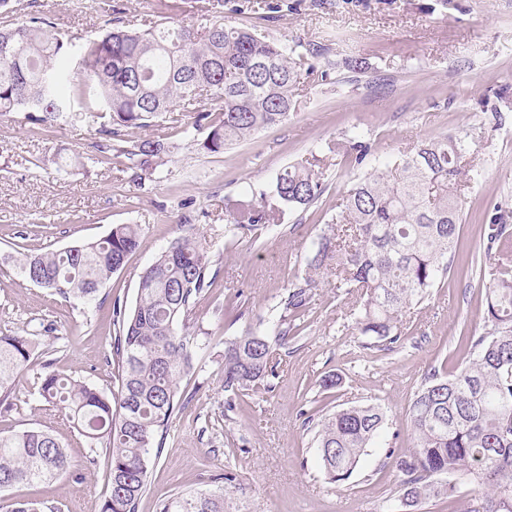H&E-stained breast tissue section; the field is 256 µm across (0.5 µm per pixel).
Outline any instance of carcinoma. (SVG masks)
Instances as JSON below:
<instances>
[{"instance_id": "cac0c4a2", "label": "carcinoma", "mask_w": 512, "mask_h": 512, "mask_svg": "<svg viewBox=\"0 0 512 512\" xmlns=\"http://www.w3.org/2000/svg\"><path fill=\"white\" fill-rule=\"evenodd\" d=\"M306 58L284 42L224 23L193 28L162 22L144 30L116 26L88 39L71 53V43L44 18L0 31V117L24 112L34 124L89 121L99 141L94 148L122 167L130 182L147 191L146 179L164 162L167 137L131 140L130 129L148 126L169 112H186L182 133L202 134L201 147L219 153L264 128L283 124L295 111V89L314 73ZM336 159L361 164L369 145L359 132L328 146ZM468 143L448 135L426 139L357 178L343 209L313 242L309 270L336 277L359 304L357 325L368 348L398 339L400 314L421 302L451 273L460 231L461 188L480 173L466 161ZM318 159L284 168L277 196L288 207H309L324 193ZM509 212L497 210L486 231L487 249L508 232ZM265 215L253 195L236 203L233 230L258 236ZM162 250L140 276L135 306L114 301L112 354L121 363L117 390L107 394L81 379L61 378L47 368L53 359L27 337L0 336V393L7 396L33 360L46 369L37 401L56 409L90 441H103L111 456L108 494L101 512H138L150 470L170 436L187 397L180 379L194 368L206 341L179 330L208 296L218 275L209 251L190 228ZM140 228L121 224L103 239L60 250L14 256L20 275L52 295L95 301L112 274L140 245ZM485 288L487 331L465 337L468 360L459 372L428 373L410 406L412 448L394 453L402 479L389 509L419 512L447 499L461 485L479 489L466 512H512V253L500 254ZM315 281L291 283L271 309L274 335L248 331L224 341V420L242 395L271 389L279 350L296 321L305 316ZM315 442L326 479L350 478L367 448L385 428L375 405H353L321 418ZM65 446L48 429L0 432V490L55 479L68 472ZM236 474L224 487L177 494L159 512H243L234 501Z\"/></svg>"}]
</instances>
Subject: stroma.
I'll list each match as a JSON object with an SVG mask.
<instances>
[{
    "instance_id": "obj_1",
    "label": "stroma",
    "mask_w": 512,
    "mask_h": 512,
    "mask_svg": "<svg viewBox=\"0 0 512 512\" xmlns=\"http://www.w3.org/2000/svg\"><path fill=\"white\" fill-rule=\"evenodd\" d=\"M209 2L10 0L0 27L38 13L77 45L117 19L133 28L167 20L199 27L210 17ZM223 16L226 24L305 50L330 47L334 66L327 78L300 85L287 123L221 153L204 152L180 134L187 121L182 112L130 130L134 140L167 136L176 144L148 191L138 190L118 165L92 161L96 137L86 124H34L21 112L0 119V333L32 336L53 350L57 374L112 391L113 302L134 306L142 273L181 225H192L220 270L188 322L189 333L208 346L180 382L188 401L150 473L139 512H156L159 500L179 492L219 488L228 471L245 488L247 512H385L400 480L387 452L413 443L408 412L415 393L431 369L458 372L467 360L464 336L486 330L485 286L473 279L470 263H492L485 227L495 208L512 210V107L498 97L500 89L512 88V0H225ZM351 56L365 58L366 73L345 65ZM355 130L370 144V159L360 166L336 163L328 144ZM449 134L470 144L469 159L481 175L461 197L448 279L406 312L398 342L380 351L364 346L354 297L317 273L303 330L289 341L271 391L238 398L232 417H225V339L269 331L271 307L305 276L311 243L327 231L350 179L420 140ZM60 151L84 156V168L58 177ZM313 154L325 172L323 195L305 210L284 206L275 194L277 173ZM247 189L259 208L276 212V230L255 242L232 230V203ZM119 224L138 225L141 244L89 305L51 295L3 260L9 253L95 241ZM332 373L343 382L323 392L320 380ZM41 375L40 366L31 365L18 399L0 403V431L50 426L66 445L71 468L49 482L1 491L0 498L34 500L49 512H100L110 460L60 412L38 406ZM367 404L385 413L382 439L348 481L330 483L303 413Z\"/></svg>"
}]
</instances>
